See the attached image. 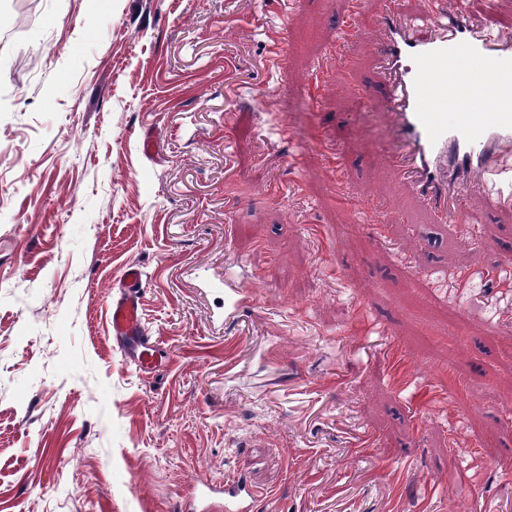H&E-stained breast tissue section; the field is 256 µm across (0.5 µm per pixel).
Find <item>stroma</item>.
I'll list each match as a JSON object with an SVG mask.
<instances>
[{"label": "stroma", "instance_id": "stroma-1", "mask_svg": "<svg viewBox=\"0 0 512 512\" xmlns=\"http://www.w3.org/2000/svg\"><path fill=\"white\" fill-rule=\"evenodd\" d=\"M29 2L0 45V512H186L234 477L260 512H392L399 472L404 512L429 485L512 512V210L437 225L387 165L392 114L353 101L384 0ZM131 262L149 370L108 328Z\"/></svg>", "mask_w": 512, "mask_h": 512}]
</instances>
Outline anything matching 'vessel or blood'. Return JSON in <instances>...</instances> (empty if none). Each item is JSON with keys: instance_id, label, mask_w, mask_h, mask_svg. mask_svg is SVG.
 I'll list each match as a JSON object with an SVG mask.
<instances>
[{"instance_id": "vessel-or-blood-1", "label": "vessel or blood", "mask_w": 512, "mask_h": 512, "mask_svg": "<svg viewBox=\"0 0 512 512\" xmlns=\"http://www.w3.org/2000/svg\"><path fill=\"white\" fill-rule=\"evenodd\" d=\"M379 59V91L396 116L399 145L390 165L408 182L438 223L464 224L455 182L488 174L495 205L512 208V166L491 159L512 148V41L492 37L470 20L468 0L448 12L444 0H426L410 14L395 0ZM140 264H128L110 305L112 335L140 368H152L159 350L142 324ZM225 512H257L259 496L244 480L221 486Z\"/></svg>"}]
</instances>
